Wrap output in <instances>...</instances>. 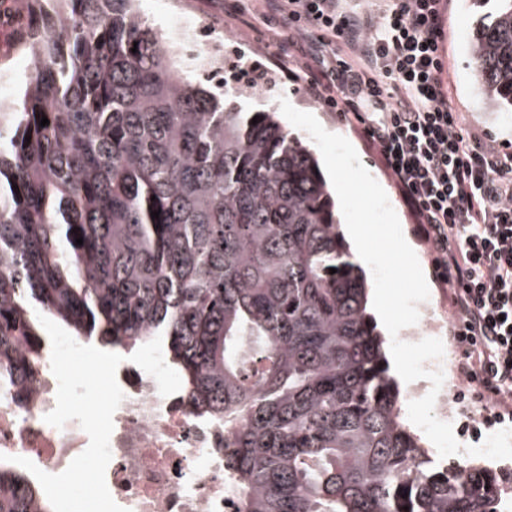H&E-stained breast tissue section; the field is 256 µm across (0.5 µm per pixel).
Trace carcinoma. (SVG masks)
<instances>
[{
	"label": "carcinoma",
	"instance_id": "obj_1",
	"mask_svg": "<svg viewBox=\"0 0 512 512\" xmlns=\"http://www.w3.org/2000/svg\"><path fill=\"white\" fill-rule=\"evenodd\" d=\"M493 2L472 76L488 110L512 112V0ZM28 14L36 64L0 130V382L20 393L40 362L36 307L105 347L162 335L192 408L232 434L240 512H491L497 474L473 462L458 480L400 420L309 147L184 78L133 0ZM0 512L51 504L0 463Z\"/></svg>",
	"mask_w": 512,
	"mask_h": 512
}]
</instances>
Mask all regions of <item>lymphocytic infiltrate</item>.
I'll return each instance as SVG.
<instances>
[{"mask_svg": "<svg viewBox=\"0 0 512 512\" xmlns=\"http://www.w3.org/2000/svg\"><path fill=\"white\" fill-rule=\"evenodd\" d=\"M272 6L309 94L360 126L451 289L461 375L493 395L491 421H512V153L467 128L444 88L447 0H384L375 16Z\"/></svg>", "mask_w": 512, "mask_h": 512, "instance_id": "f902f5d3", "label": "lymphocytic infiltrate"}]
</instances>
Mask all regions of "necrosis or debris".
<instances>
[{"label": "necrosis or debris", "instance_id": "1", "mask_svg": "<svg viewBox=\"0 0 512 512\" xmlns=\"http://www.w3.org/2000/svg\"><path fill=\"white\" fill-rule=\"evenodd\" d=\"M176 53L210 72L224 69L222 48L175 29ZM51 349L19 397L0 395V454L22 456L41 470L64 471L89 444L77 421L58 429L44 420L56 405ZM124 399L113 418L106 483L127 512H238L224 465L223 422L196 415L182 393L161 396L155 379L130 361L116 372Z\"/></svg>", "mask_w": 512, "mask_h": 512}]
</instances>
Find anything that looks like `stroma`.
<instances>
[{"label":"stroma","mask_w":512,"mask_h":512,"mask_svg":"<svg viewBox=\"0 0 512 512\" xmlns=\"http://www.w3.org/2000/svg\"><path fill=\"white\" fill-rule=\"evenodd\" d=\"M244 11L240 18L224 16V0H139L143 17L149 18L160 32H168L175 14L184 13L204 27L205 36L221 41L224 47V93L226 102L245 112L279 109V97H286L298 110L313 114L329 132L347 138L356 149L362 164L382 183L399 221L409 233L417 227L404 205L390 175L382 166L375 150L359 128L340 121L335 113L310 97L304 79L290 80L279 69L281 51L279 33L282 24L268 0H240ZM20 0H0V78L9 88L0 94V106L14 112L22 99V79L31 56L18 46L23 28ZM444 16L446 63L450 71L449 89L456 98L464 124L475 132L487 135L497 145H512V112H488L479 104L478 91L471 78L473 60L469 48V29L481 15L493 12V0H447ZM267 67L270 82L255 88L246 87L239 79L241 67L250 64ZM448 289L433 286L430 300L439 324L438 336L444 339L448 374L457 377L460 351L450 342V329L456 313L448 300ZM481 387L459 379L455 393L457 406L465 407L475 416L456 437L461 444L478 445L492 433L486 421L485 401L476 397Z\"/></svg>","instance_id":"obj_1"}]
</instances>
